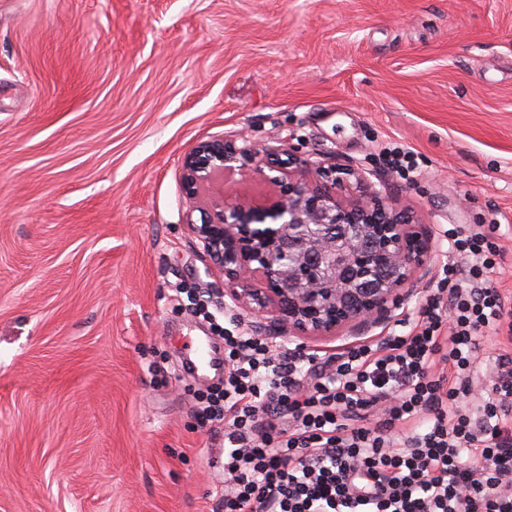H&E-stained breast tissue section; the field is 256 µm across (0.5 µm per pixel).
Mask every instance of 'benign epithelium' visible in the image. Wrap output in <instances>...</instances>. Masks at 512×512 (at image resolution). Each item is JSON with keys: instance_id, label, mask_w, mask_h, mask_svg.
<instances>
[{"instance_id": "1", "label": "benign epithelium", "mask_w": 512, "mask_h": 512, "mask_svg": "<svg viewBox=\"0 0 512 512\" xmlns=\"http://www.w3.org/2000/svg\"><path fill=\"white\" fill-rule=\"evenodd\" d=\"M203 141L182 159L184 227L208 269L224 276V308L271 341L334 336L395 318L430 281L433 239L384 200L362 165L296 154L276 134ZM249 169L275 187L248 205L229 202L223 174Z\"/></svg>"}]
</instances>
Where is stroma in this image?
I'll return each mask as SVG.
<instances>
[{"instance_id":"obj_1","label":"stroma","mask_w":512,"mask_h":512,"mask_svg":"<svg viewBox=\"0 0 512 512\" xmlns=\"http://www.w3.org/2000/svg\"><path fill=\"white\" fill-rule=\"evenodd\" d=\"M276 133L512 252V0H0V512H218L181 161ZM383 164L395 171L403 180L413 178L416 173V160L414 155L401 147L389 148L383 156Z\"/></svg>"}]
</instances>
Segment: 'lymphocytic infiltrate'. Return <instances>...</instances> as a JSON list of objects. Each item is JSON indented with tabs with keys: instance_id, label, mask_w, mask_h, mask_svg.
I'll return each instance as SVG.
<instances>
[{
	"instance_id": "f902f5d3",
	"label": "lymphocytic infiltrate",
	"mask_w": 512,
	"mask_h": 512,
	"mask_svg": "<svg viewBox=\"0 0 512 512\" xmlns=\"http://www.w3.org/2000/svg\"><path fill=\"white\" fill-rule=\"evenodd\" d=\"M453 253L405 333L319 356L225 330L224 512H512V354L470 405L478 336L512 344L506 252L484 225L442 226Z\"/></svg>"
}]
</instances>
